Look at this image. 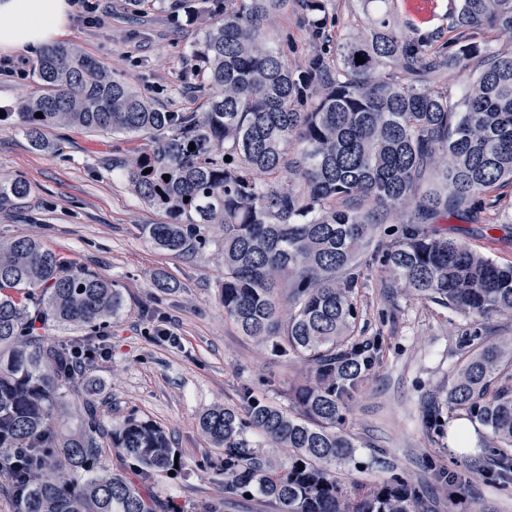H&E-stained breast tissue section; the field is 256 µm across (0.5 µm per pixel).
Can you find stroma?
Instances as JSON below:
<instances>
[{
  "instance_id": "35a3bbf8",
  "label": "stroma",
  "mask_w": 512,
  "mask_h": 512,
  "mask_svg": "<svg viewBox=\"0 0 512 512\" xmlns=\"http://www.w3.org/2000/svg\"><path fill=\"white\" fill-rule=\"evenodd\" d=\"M95 15L72 4L62 44L80 47L114 77L133 82L157 107H195L187 87L194 65L195 20L171 9V0L136 12L129 0H94ZM398 21L445 42L453 0H391ZM277 34L291 62H301L312 30L301 5L279 19ZM38 50L0 51V179H21L29 195L0 206V240L27 236L67 261L112 281L124 307L100 328L106 353L86 371L107 404L105 423L133 414L155 421L171 436L180 465L174 475L150 482L160 504L181 512H275L260 496L224 495V455L202 435L200 416L217 405H234L242 389L284 407L288 388L305 377L296 361L274 356L268 345L243 336L218 300L224 274L217 262L218 228L202 252L175 256L156 249L142 225L166 222L164 211L135 196L112 170L135 141L78 127L47 129L51 151L33 148L15 115L18 102L38 88ZM499 206L480 223L449 220L444 230L502 266L512 265V186L497 192ZM177 288L162 292L158 278ZM359 329L379 336L382 361L350 403L357 448L347 481L394 475L416 482L433 512H512V483L491 476L486 452L466 417L443 409V432L427 431L423 414L439 400L459 358V342L472 330L487 338L512 337V318L477 322L440 310L430 301L392 288L384 269L367 270L360 292ZM167 325L179 341H158ZM465 478V489L445 480Z\"/></svg>"
}]
</instances>
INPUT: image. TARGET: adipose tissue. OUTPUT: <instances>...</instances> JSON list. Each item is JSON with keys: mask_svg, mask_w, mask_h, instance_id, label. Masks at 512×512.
<instances>
[{"mask_svg": "<svg viewBox=\"0 0 512 512\" xmlns=\"http://www.w3.org/2000/svg\"><path fill=\"white\" fill-rule=\"evenodd\" d=\"M70 12L69 0H0V50L50 43L68 24Z\"/></svg>", "mask_w": 512, "mask_h": 512, "instance_id": "adipose-tissue-1", "label": "adipose tissue"}]
</instances>
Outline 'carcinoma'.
Returning <instances> with one entry per match:
<instances>
[{
    "label": "carcinoma",
    "instance_id": "1",
    "mask_svg": "<svg viewBox=\"0 0 512 512\" xmlns=\"http://www.w3.org/2000/svg\"><path fill=\"white\" fill-rule=\"evenodd\" d=\"M302 2L314 38L296 65L272 33L288 0H201L197 110L163 111L81 50L52 45L37 60L43 91L19 101L17 116L40 151L52 127L144 140L112 164L169 216L143 225L144 236L181 255L209 244L208 226L223 228L224 315L307 369L286 409L245 389L241 406L201 415V433L224 451V493L255 492L276 512H433L408 478L339 475L355 457L350 401L381 360L379 342L358 334L359 292L364 267L378 263L392 286L453 314L512 317V265L433 228L475 220L512 184V53L478 40L486 27L512 38V0H459L453 53L389 11L329 51L325 0ZM472 65L454 97L448 71ZM29 192L21 179L0 180V204ZM123 305L111 282L36 240L0 241V461L33 449L0 468L12 512H157L148 479L177 465L168 434L133 414L105 425L101 399L70 371L77 344L39 333L93 331ZM460 347L448 405L484 429L497 476L512 479V338L475 330ZM71 409L80 428L62 431ZM251 430L285 449V462L254 448ZM113 456L133 460L141 480L106 466Z\"/></svg>",
    "mask_w": 512,
    "mask_h": 512
}]
</instances>
